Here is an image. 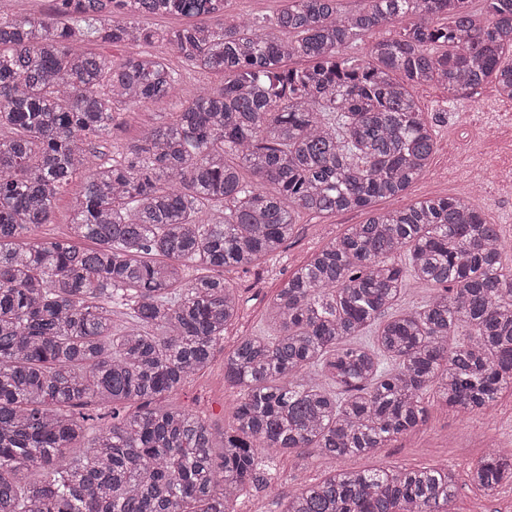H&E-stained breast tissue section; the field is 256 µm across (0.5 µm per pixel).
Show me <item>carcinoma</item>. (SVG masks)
I'll use <instances>...</instances> for the list:
<instances>
[{"mask_svg": "<svg viewBox=\"0 0 512 512\" xmlns=\"http://www.w3.org/2000/svg\"><path fill=\"white\" fill-rule=\"evenodd\" d=\"M284 2L252 25L227 0L0 14V512H236L282 454H374L426 423L428 395L470 415L512 391L500 225L466 195L371 210L435 153L410 86L455 97L492 84L512 99V0ZM158 15L224 26L145 23ZM92 38L166 42L224 85L183 94L162 59L107 61L83 50ZM294 58L304 66L287 67ZM173 96L170 120L108 160L93 152L129 109ZM76 176L67 239L31 237ZM352 210L367 219L269 301L273 333L224 354L238 395L216 448L205 419L167 400L214 363L238 315L223 272L275 257L302 213ZM190 263L203 273L187 276ZM410 279L440 291L391 312ZM114 304L127 309L119 328ZM88 402L112 416L93 433L72 411ZM467 476L490 501L512 486V455L493 449ZM455 492L446 467L341 468L288 492L280 512H450Z\"/></svg>", "mask_w": 512, "mask_h": 512, "instance_id": "carcinoma-1", "label": "carcinoma"}]
</instances>
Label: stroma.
Returning <instances> with one entry per match:
<instances>
[{
	"label": "stroma",
	"instance_id": "35a3bbf8",
	"mask_svg": "<svg viewBox=\"0 0 512 512\" xmlns=\"http://www.w3.org/2000/svg\"><path fill=\"white\" fill-rule=\"evenodd\" d=\"M85 48L109 60L143 51L165 59L181 75L184 90H191L195 84L193 70L164 42L137 47L93 40L87 42ZM413 94L424 118L435 129L436 151L428 171L405 195L376 201L374 211L401 208L427 197L469 193L474 203L483 209L487 220L500 225L502 259L506 266L512 267V167L504 162L505 157L512 154V145L496 138L505 117V99L489 86L478 93L453 99L434 83L415 87ZM174 109V101L164 99L146 108L132 110L125 124L115 129L110 139L96 142L97 152L103 157H111L113 147L134 142L144 126L167 121ZM83 189L84 180L80 177L60 188L53 221L37 229L38 237L58 239L66 236L72 218L71 206ZM366 218V212L356 210L320 217L300 214L293 237L279 255L248 272L225 271V278L236 284L243 299L239 319L228 327L224 336L225 347H232L237 337L251 335L264 325L265 306L285 277L350 225L362 223ZM235 397L236 390L225 384L224 366L217 361L173 392L169 401L221 430L232 425L229 410ZM508 439L512 440L510 392L469 419L460 418L435 403L429 408L425 425L375 454L342 460L305 452L280 456L273 466L274 477L268 487L242 496L237 510L280 512V502L288 491L299 484L315 482L340 467L370 470L406 465L453 468L457 474V491L452 512H470L480 493L467 478L468 464L484 454L486 444L499 446Z\"/></svg>",
	"mask_w": 512,
	"mask_h": 512
}]
</instances>
